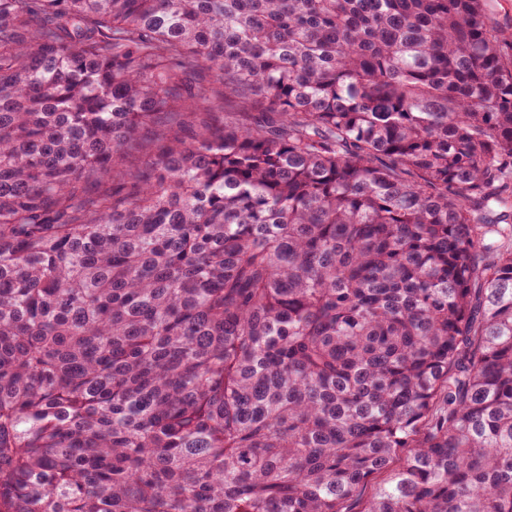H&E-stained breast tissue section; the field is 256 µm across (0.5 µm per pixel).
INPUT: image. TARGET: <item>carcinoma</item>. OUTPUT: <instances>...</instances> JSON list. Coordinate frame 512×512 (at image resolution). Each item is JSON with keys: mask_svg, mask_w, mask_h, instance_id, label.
I'll return each mask as SVG.
<instances>
[{"mask_svg": "<svg viewBox=\"0 0 512 512\" xmlns=\"http://www.w3.org/2000/svg\"><path fill=\"white\" fill-rule=\"evenodd\" d=\"M0 512H512L483 0H0Z\"/></svg>", "mask_w": 512, "mask_h": 512, "instance_id": "1", "label": "carcinoma"}]
</instances>
